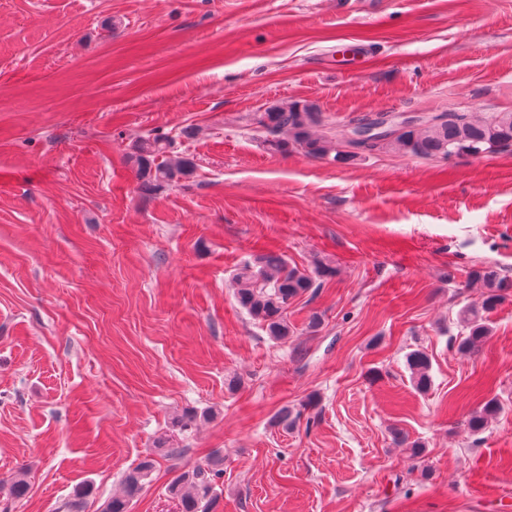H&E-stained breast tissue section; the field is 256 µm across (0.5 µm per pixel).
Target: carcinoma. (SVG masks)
<instances>
[{
	"instance_id": "carcinoma-1",
	"label": "carcinoma",
	"mask_w": 512,
	"mask_h": 512,
	"mask_svg": "<svg viewBox=\"0 0 512 512\" xmlns=\"http://www.w3.org/2000/svg\"><path fill=\"white\" fill-rule=\"evenodd\" d=\"M382 116H364L346 127L336 129L324 123L322 114L312 104L291 103L263 113L257 123L271 136L269 149L286 153L296 149L313 159L345 162L384 150H397L404 154L431 158L452 156H478L501 145L512 144V112H442L430 114L409 125L397 135L383 129L371 140L352 142L348 136L361 125L383 124ZM138 179L143 186L162 188L191 178L195 163L185 157L172 158L170 143L162 137L141 140L131 156ZM332 274V268L319 265L316 275L292 267L285 256L272 250L259 254L244 263L234 275L233 285L239 305L277 340L286 341L293 335L288 322V306L295 299L319 287L316 277ZM474 277L487 289L480 306L464 308L459 315L466 330L458 345L459 350H476L489 335L483 313L496 307L502 299L504 280L494 270L478 271ZM407 365L415 387L425 391L431 384L430 362L425 352L415 350L407 356ZM496 398L484 401L468 419V428L479 434L499 413ZM222 459L214 454L192 468L178 473L168 485L176 512H217L220 496L216 480L221 478ZM153 461L144 459L128 470L122 481V491L112 496L103 512H130L146 484ZM7 495L12 499L26 496L29 484L25 471L19 470L4 482Z\"/></svg>"
}]
</instances>
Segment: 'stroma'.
<instances>
[{
  "instance_id": "35a3bbf8",
  "label": "stroma",
  "mask_w": 512,
  "mask_h": 512,
  "mask_svg": "<svg viewBox=\"0 0 512 512\" xmlns=\"http://www.w3.org/2000/svg\"><path fill=\"white\" fill-rule=\"evenodd\" d=\"M294 101L335 126L512 112V0H0V479L30 484L0 512L80 490L101 512L146 457L132 512H175L173 476L216 451L218 512H512V293L458 349L472 273L512 281V146L268 150L258 117ZM154 136L193 178L142 187ZM265 249L336 270L285 341L232 287ZM407 365L415 387L426 391L431 384L430 362L425 352L415 350L407 356ZM500 405L496 398L484 401L468 419V428L473 434L485 431L489 422L499 413Z\"/></svg>"
}]
</instances>
